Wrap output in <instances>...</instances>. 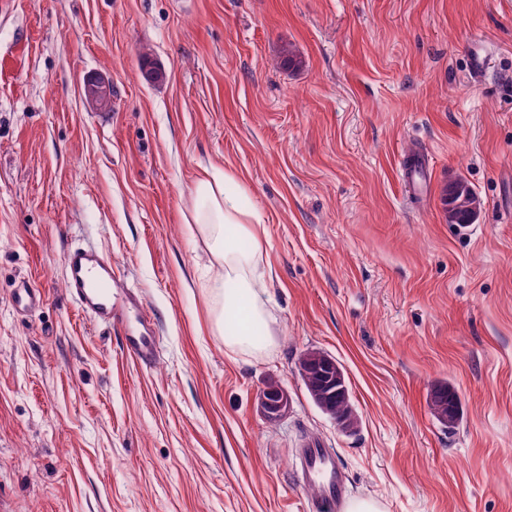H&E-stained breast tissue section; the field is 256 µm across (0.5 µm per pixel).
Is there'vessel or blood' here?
<instances>
[{
	"label": "vessel or blood",
	"mask_w": 512,
	"mask_h": 512,
	"mask_svg": "<svg viewBox=\"0 0 512 512\" xmlns=\"http://www.w3.org/2000/svg\"><path fill=\"white\" fill-rule=\"evenodd\" d=\"M66 286L80 313L95 323L119 330L127 354L141 365H152L158 356L160 338L154 320L146 312L139 293L116 285L112 259L93 246H76L64 255ZM42 289L25 283L16 288L13 303L24 313L43 304ZM297 477L313 487L319 500L345 512L350 489L334 449L317 439L300 441L296 452Z\"/></svg>",
	"instance_id": "1"
}]
</instances>
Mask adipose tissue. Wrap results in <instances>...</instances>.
Wrapping results in <instances>:
<instances>
[{
    "label": "adipose tissue",
    "mask_w": 512,
    "mask_h": 512,
    "mask_svg": "<svg viewBox=\"0 0 512 512\" xmlns=\"http://www.w3.org/2000/svg\"><path fill=\"white\" fill-rule=\"evenodd\" d=\"M192 223L205 236L211 253L212 273L204 285L212 329L227 334V347L234 352L261 356L273 346L266 323V284L272 268L260 248L239 250L228 234L260 241L264 219L250 203L241 184L231 173L203 172L192 191Z\"/></svg>",
    "instance_id": "1"
}]
</instances>
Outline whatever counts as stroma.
<instances>
[{"instance_id":"obj_1","label":"stroma","mask_w":512,"mask_h":512,"mask_svg":"<svg viewBox=\"0 0 512 512\" xmlns=\"http://www.w3.org/2000/svg\"><path fill=\"white\" fill-rule=\"evenodd\" d=\"M476 39L496 59L478 80ZM206 168L265 221L260 358L210 329L188 222ZM456 179L481 199L465 229L441 203ZM74 244L140 292L153 366L77 311ZM24 279L45 290L26 316ZM312 348L343 369L354 433L308 395ZM272 378L275 422L256 409ZM444 381L452 430L429 405ZM304 435L383 512H512V0H0V512H307ZM443 406L444 411L448 412V420L439 417L436 407ZM430 408L436 420L448 429H454L461 420L462 409L460 400L455 389L448 383H441L433 387L430 393ZM290 398L288 391L279 385L276 393L270 394L265 388L258 396V409L270 421H276L288 412Z\"/></svg>"}]
</instances>
